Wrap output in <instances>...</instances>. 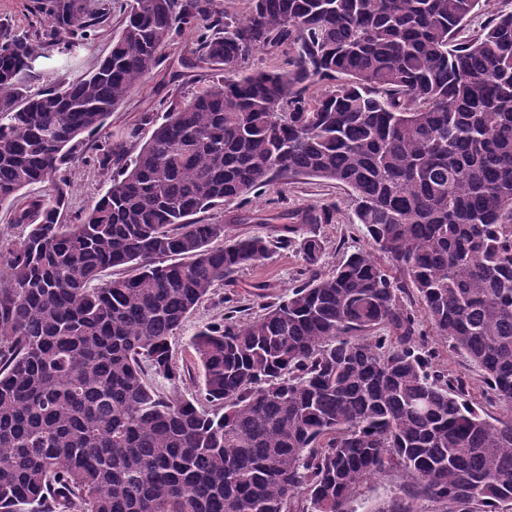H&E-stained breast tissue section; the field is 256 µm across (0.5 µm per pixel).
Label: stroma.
Segmentation results:
<instances>
[{
  "mask_svg": "<svg viewBox=\"0 0 512 512\" xmlns=\"http://www.w3.org/2000/svg\"><path fill=\"white\" fill-rule=\"evenodd\" d=\"M41 2L0 0V22L9 23L19 35L35 38L40 28L38 8ZM119 24V11H112L96 26L94 36L85 48L69 58L55 54L45 60L43 75L36 82L37 87H49L92 71L99 58L110 50L112 40L119 32ZM194 44V37L185 35L173 40L164 49L160 64L130 89L109 118V132L117 136L135 126L141 137H149L152 128L143 123V116L161 117L171 97L188 99L208 85L209 70L193 64ZM97 140L94 134L86 137L81 150L74 154L65 168L66 175L72 181L70 211L90 208L105 188V175L86 161ZM321 208L335 211L333 223L317 227L325 247L321 270L327 273L353 247L365 243L358 225L353 222L350 191L342 184L304 176L280 179L251 194L241 208H215L202 213L201 218L207 223L229 225L235 234L267 237L274 235L280 215ZM299 267L296 249H279L262 262L244 266L233 277L219 283L211 298L200 304L184 323L173 344L176 358L186 356L188 340L200 326L220 317L224 298H233L239 305L250 308L252 315H259V308L253 305L252 284L265 281L273 285L275 294H282L294 284Z\"/></svg>",
  "mask_w": 512,
  "mask_h": 512,
  "instance_id": "obj_1",
  "label": "stroma"
}]
</instances>
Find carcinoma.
Returning a JSON list of instances; mask_svg holds the SVG:
<instances>
[{
    "instance_id": "carcinoma-1",
    "label": "carcinoma",
    "mask_w": 512,
    "mask_h": 512,
    "mask_svg": "<svg viewBox=\"0 0 512 512\" xmlns=\"http://www.w3.org/2000/svg\"><path fill=\"white\" fill-rule=\"evenodd\" d=\"M249 3L123 0L96 69L37 90L42 49L85 46L109 8L45 0L39 45L0 23V207L22 228L0 234V512H351L391 470L400 493L371 512H504L512 419L470 403L428 337L512 412V12L458 43L481 0ZM185 33L211 86L133 155L137 128L97 141L107 188L62 220L70 156ZM283 46L286 68L250 67ZM299 175L350 189L371 249L321 274L331 209L273 239L196 218ZM295 244L287 293L254 284L262 314L228 301L174 358L218 283Z\"/></svg>"
}]
</instances>
